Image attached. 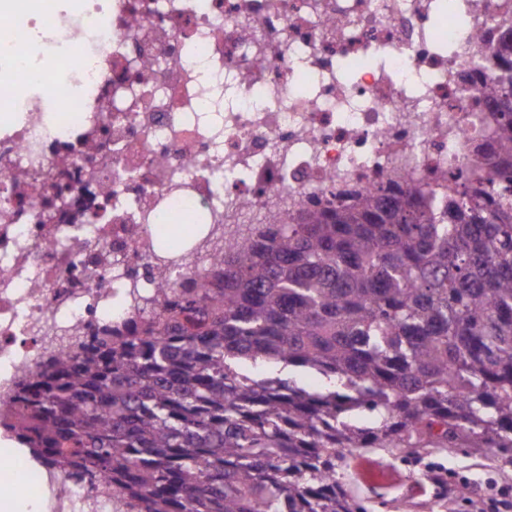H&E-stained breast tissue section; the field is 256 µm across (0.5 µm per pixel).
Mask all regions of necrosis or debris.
Returning <instances> with one entry per match:
<instances>
[{
    "mask_svg": "<svg viewBox=\"0 0 512 512\" xmlns=\"http://www.w3.org/2000/svg\"><path fill=\"white\" fill-rule=\"evenodd\" d=\"M37 0L0 8L32 73L0 108V416L103 329L128 335L207 284L254 227L496 161L481 87L512 0ZM79 58L65 70L52 61ZM189 229L165 227L180 214ZM15 501L125 512L105 481L0 436Z\"/></svg>",
    "mask_w": 512,
    "mask_h": 512,
    "instance_id": "4bbe7bcc",
    "label": "necrosis or debris"
}]
</instances>
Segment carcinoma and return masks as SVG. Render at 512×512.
Masks as SVG:
<instances>
[{
	"instance_id": "carcinoma-1",
	"label": "carcinoma",
	"mask_w": 512,
	"mask_h": 512,
	"mask_svg": "<svg viewBox=\"0 0 512 512\" xmlns=\"http://www.w3.org/2000/svg\"><path fill=\"white\" fill-rule=\"evenodd\" d=\"M512 160V70L484 87ZM302 213L138 336L94 338L22 388L20 444L138 512H362L361 448L512 455V172ZM311 370L310 391L257 367Z\"/></svg>"
}]
</instances>
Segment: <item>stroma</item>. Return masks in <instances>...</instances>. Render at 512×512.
<instances>
[{
	"label": "stroma",
	"instance_id": "obj_1",
	"mask_svg": "<svg viewBox=\"0 0 512 512\" xmlns=\"http://www.w3.org/2000/svg\"><path fill=\"white\" fill-rule=\"evenodd\" d=\"M365 463L393 474L394 482L366 478ZM340 481L364 512H469L470 500L487 501L500 486L512 485V461L495 451L480 457L465 448L435 450L417 460L401 450L364 448Z\"/></svg>",
	"mask_w": 512,
	"mask_h": 512
}]
</instances>
